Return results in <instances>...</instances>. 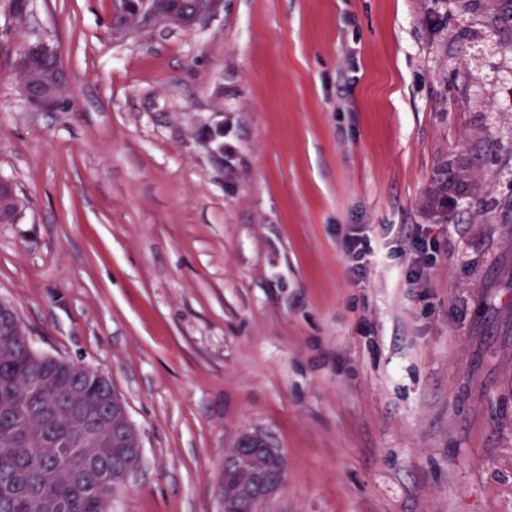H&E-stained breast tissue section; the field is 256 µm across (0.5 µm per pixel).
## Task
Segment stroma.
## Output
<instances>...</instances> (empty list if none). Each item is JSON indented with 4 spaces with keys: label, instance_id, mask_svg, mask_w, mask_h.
Wrapping results in <instances>:
<instances>
[{
    "label": "stroma",
    "instance_id": "stroma-1",
    "mask_svg": "<svg viewBox=\"0 0 512 512\" xmlns=\"http://www.w3.org/2000/svg\"><path fill=\"white\" fill-rule=\"evenodd\" d=\"M112 14L0 0V302L125 403L112 512H221L245 431L288 461L263 512H512V0ZM36 39L51 112L14 67ZM198 3L199 7L190 21L155 19L152 22L163 23L173 28H190L204 19L217 15L223 5L222 0H200ZM39 44L47 66L42 79L37 82H24L22 87L28 104L42 112H51L61 103L62 89L67 86L66 74L60 62V52L55 45L37 39L27 42L18 51L15 59L17 69L27 66V54L32 45Z\"/></svg>",
    "mask_w": 512,
    "mask_h": 512
}]
</instances>
